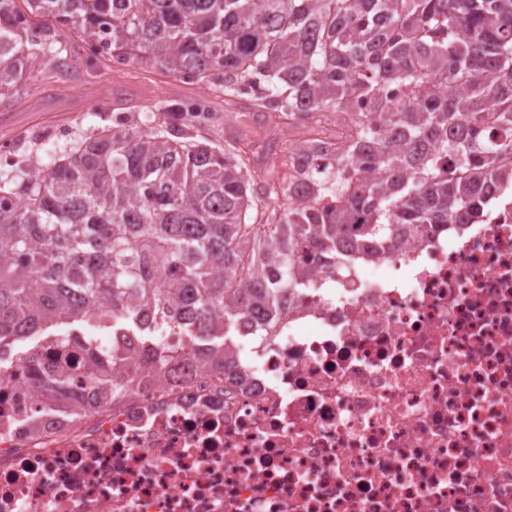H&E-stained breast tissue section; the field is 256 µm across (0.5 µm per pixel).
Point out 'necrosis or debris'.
<instances>
[{
  "instance_id": "obj_1",
  "label": "necrosis or debris",
  "mask_w": 512,
  "mask_h": 512,
  "mask_svg": "<svg viewBox=\"0 0 512 512\" xmlns=\"http://www.w3.org/2000/svg\"><path fill=\"white\" fill-rule=\"evenodd\" d=\"M306 281L221 367L144 307L116 398L80 344L72 400L1 369L0 512H512V197Z\"/></svg>"
}]
</instances>
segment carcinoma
Masks as SVG:
<instances>
[{"label": "carcinoma", "mask_w": 512, "mask_h": 512, "mask_svg": "<svg viewBox=\"0 0 512 512\" xmlns=\"http://www.w3.org/2000/svg\"><path fill=\"white\" fill-rule=\"evenodd\" d=\"M25 2L27 13L0 0V109L39 59L69 67L59 27L72 25L117 61L224 88L229 105L264 86L240 103L246 111L348 116L363 100L374 114L339 147L296 148L295 171L330 153L336 170L314 173L303 204L291 202L293 181L271 187L285 202L270 211L253 204L254 179L232 145L192 134L184 114L197 108L187 106L161 124L103 128L37 174L0 183V368L29 363L49 395H65L69 377L42 366V346L65 348L67 333L98 329L115 311L116 327L136 328L132 302L183 307L191 344L224 357L235 315L225 300L275 315L303 287L295 248L318 263L338 261L347 243L370 255L406 227L472 223L489 188L512 181V0ZM391 86L414 88V101L390 103ZM489 104L492 137L480 127ZM367 151L380 177L352 189L347 174ZM105 360L88 383L118 395L123 352Z\"/></svg>", "instance_id": "obj_1"}]
</instances>
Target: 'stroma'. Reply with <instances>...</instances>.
Segmentation results:
<instances>
[{
    "instance_id": "obj_1",
    "label": "stroma",
    "mask_w": 512,
    "mask_h": 512,
    "mask_svg": "<svg viewBox=\"0 0 512 512\" xmlns=\"http://www.w3.org/2000/svg\"><path fill=\"white\" fill-rule=\"evenodd\" d=\"M60 38L72 50V64L60 70L54 64L37 63L14 98L12 107L0 110V139H10L14 155L0 162V179L50 164L56 155L99 130L112 126L114 115L134 123L141 113L164 105L204 102L208 118L197 133L214 145L234 140L248 152L257 184L281 182L286 166H270L268 143L288 150L290 140L270 137L263 113L241 119L236 109L207 82H186L159 69L120 64L109 55L83 48L76 30L62 28Z\"/></svg>"
}]
</instances>
